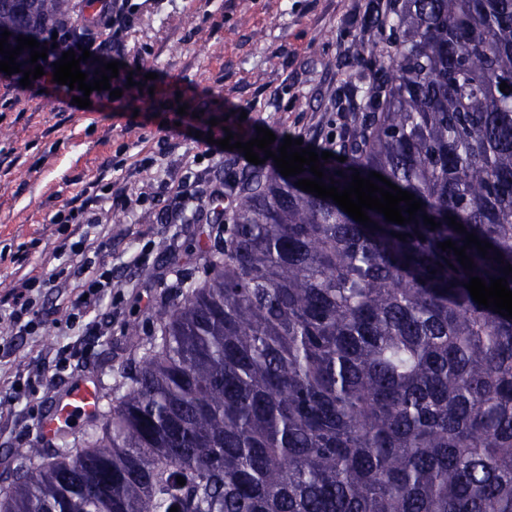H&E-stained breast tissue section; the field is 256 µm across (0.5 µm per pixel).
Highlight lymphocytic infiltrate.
<instances>
[{
	"label": "lymphocytic infiltrate",
	"instance_id": "lymphocytic-infiltrate-1",
	"mask_svg": "<svg viewBox=\"0 0 512 512\" xmlns=\"http://www.w3.org/2000/svg\"><path fill=\"white\" fill-rule=\"evenodd\" d=\"M103 3L100 16L87 22L84 30L76 31L60 25L56 28L55 36L42 37L41 44L47 47L48 52L46 60L42 62L44 74L40 79L41 84H52L55 62L61 59L63 52L80 46L91 53L90 60L80 65L82 72L94 74L102 70L105 63L111 62L113 50L120 46L123 35L138 13L140 5L138 0H103ZM108 201L124 207L129 199L114 194L111 182L101 174L84 186L75 201L67 203L56 213L53 221L72 238L71 251L78 256L79 262L70 272L61 268L48 275L29 272L19 278L16 288L7 300L9 308L0 317L11 335L40 334L43 321L35 306L43 289L54 286L73 291L65 307L67 328L82 326L87 334L96 333V326L88 324L87 317L97 305L111 296L112 269L91 257L87 228L93 223L91 210Z\"/></svg>",
	"mask_w": 512,
	"mask_h": 512
}]
</instances>
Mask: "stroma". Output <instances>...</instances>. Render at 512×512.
<instances>
[{"label": "stroma", "mask_w": 512, "mask_h": 512, "mask_svg": "<svg viewBox=\"0 0 512 512\" xmlns=\"http://www.w3.org/2000/svg\"><path fill=\"white\" fill-rule=\"evenodd\" d=\"M370 0H143L123 39L119 60L155 73L153 90L135 111L79 108L34 87L7 89L0 78V300L28 271L51 273L74 263L70 242L55 232L52 216L123 151L127 167L113 171L117 189L142 198L134 210L103 204L94 218L104 230L98 258L111 265L115 288L96 315L109 319L105 335L88 337L75 370L55 369L64 344L65 316L57 289H44L40 335L7 337L15 352L0 357V469L37 444L39 432L24 430V413L36 423L77 382L93 380L103 406L122 368L139 358V338L155 333V315L172 302L186 277L201 279L210 260L203 243L211 224L210 182L248 165L242 151L221 149L226 134L248 142L258 128L304 146L334 136L344 122L336 109L351 80L353 44L362 39ZM202 112L197 135L178 126L179 105ZM246 119H239V112ZM215 142L201 143L204 135ZM169 141L175 148L159 154ZM150 169L135 170L147 153ZM189 184L200 211L183 224H169L177 205L174 188ZM145 254L139 266L132 258ZM33 378L28 397L16 398L15 376Z\"/></svg>", "instance_id": "35a3bbf8"}]
</instances>
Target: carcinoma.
Instances as JSON below:
<instances>
[{"label":"carcinoma","instance_id":"1","mask_svg":"<svg viewBox=\"0 0 512 512\" xmlns=\"http://www.w3.org/2000/svg\"><path fill=\"white\" fill-rule=\"evenodd\" d=\"M64 2L0 0V30L39 40ZM393 2L353 47L341 111L367 116L320 168L383 175L415 220L366 227L307 170L237 173L217 259L157 313L101 435L27 449L0 512H512V318L464 287L512 289V0ZM468 233L493 245L471 270L437 247Z\"/></svg>","mask_w":512,"mask_h":512}]
</instances>
